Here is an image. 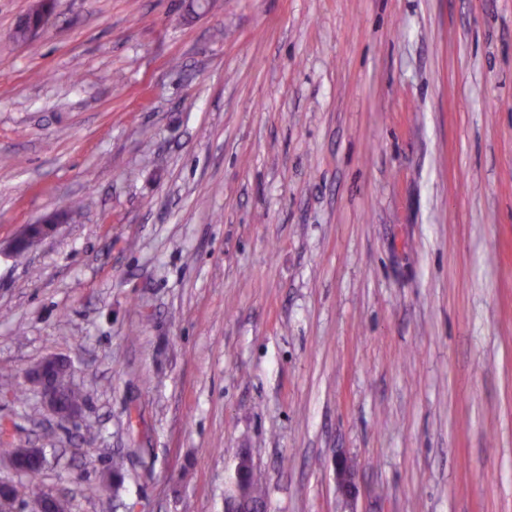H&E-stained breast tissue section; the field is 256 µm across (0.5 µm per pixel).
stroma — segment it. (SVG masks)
I'll list each match as a JSON object with an SVG mask.
<instances>
[{"instance_id":"1","label":"stroma","mask_w":512,"mask_h":512,"mask_svg":"<svg viewBox=\"0 0 512 512\" xmlns=\"http://www.w3.org/2000/svg\"><path fill=\"white\" fill-rule=\"evenodd\" d=\"M34 3L0 0V448L47 466L0 481L224 512L245 450L269 512H343L342 454L355 512H512V0H56L16 41ZM68 217L64 211H59L56 218L44 217L37 224H26L22 232L11 241V250L16 254L26 252L35 243L51 236ZM70 369L69 366L56 357L46 358L32 373L34 382L39 387L41 401L52 414L63 421L73 420L81 415L85 396L73 384L69 372L58 373L62 388L54 379V373L58 370ZM64 395L68 405H81L77 409L64 410ZM337 485L348 500H354L357 495V486L354 481V469L344 457H336Z\"/></svg>"}]
</instances>
